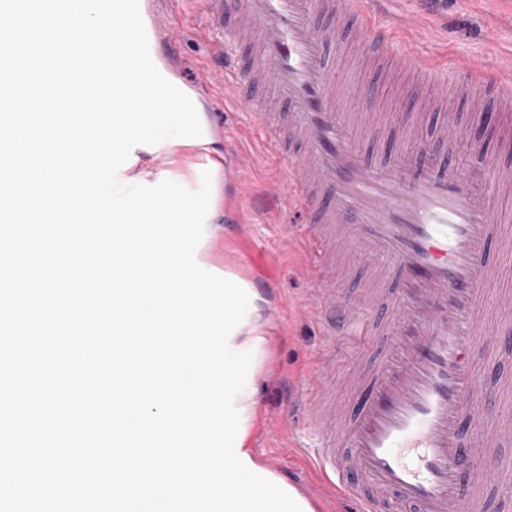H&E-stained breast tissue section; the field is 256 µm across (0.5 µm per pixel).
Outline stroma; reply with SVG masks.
Listing matches in <instances>:
<instances>
[{
    "instance_id": "stroma-1",
    "label": "stroma",
    "mask_w": 512,
    "mask_h": 512,
    "mask_svg": "<svg viewBox=\"0 0 512 512\" xmlns=\"http://www.w3.org/2000/svg\"><path fill=\"white\" fill-rule=\"evenodd\" d=\"M395 11L404 16L428 13L436 34L418 43L416 50L436 57L448 73H455L466 62L512 53V0H397ZM166 18L179 39V61L172 74L203 104L225 162H233L247 149L257 153L242 181L216 177L217 215L206 229L202 257L209 269H234L267 301V343L255 373L249 446L261 465L305 492L316 479L307 452L315 436L302 417L290 422L286 415L291 397L306 388V373L323 338L304 308L311 281L299 247L300 218L289 211L287 203L271 196L277 182L285 179L287 168L285 163L259 155L253 113L227 109L224 89L212 76L214 67L195 0H173ZM440 102L434 90L415 89L407 75L384 71L382 107L394 110L403 103L407 109L384 125L389 149H382L374 137L363 140L362 151L369 163L412 167L421 161L420 155L407 150L412 142L446 152L439 133L443 115L435 110ZM483 306L512 325V252L498 256ZM486 454L500 462L497 476L468 483L466 489L482 499L483 512H498L500 497L512 490V439L487 449Z\"/></svg>"
}]
</instances>
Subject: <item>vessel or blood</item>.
Listing matches in <instances>:
<instances>
[{
    "mask_svg": "<svg viewBox=\"0 0 512 512\" xmlns=\"http://www.w3.org/2000/svg\"><path fill=\"white\" fill-rule=\"evenodd\" d=\"M389 0H201L211 53L234 110L256 113L257 134L288 165L276 189L301 226L313 293L307 310L325 345L303 399L319 443L313 465L323 491L351 512H478L465 475L492 479L478 449L503 433L485 427L492 390L475 378L476 342L512 348V326L482 311L493 259L503 249L487 189L493 164L467 175L445 160L403 175L372 168L359 143L378 126L376 64L407 72L417 87L444 84L411 44L421 17L380 26ZM325 19L317 27V19ZM354 29L366 77L355 116L335 100L347 77L330 58ZM455 93L479 110L512 111V56L466 64ZM372 275V303L343 298L336 253ZM369 338L372 370L350 403L337 402V347L349 357Z\"/></svg>",
    "mask_w": 512,
    "mask_h": 512,
    "instance_id": "b4317fda",
    "label": "vessel or blood"
}]
</instances>
